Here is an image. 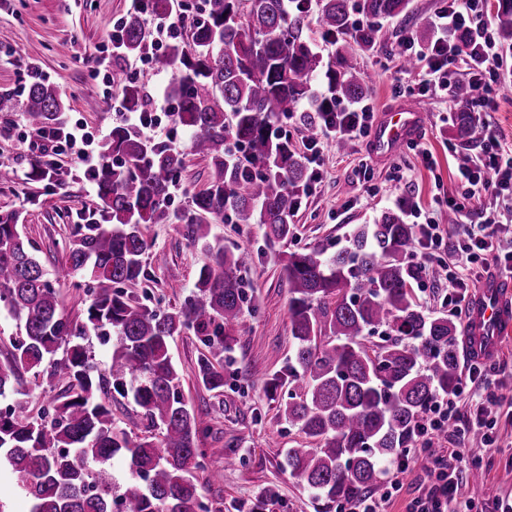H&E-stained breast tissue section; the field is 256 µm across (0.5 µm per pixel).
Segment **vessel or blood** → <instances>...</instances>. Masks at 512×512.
<instances>
[{
  "instance_id": "vessel-or-blood-1",
  "label": "vessel or blood",
  "mask_w": 512,
  "mask_h": 512,
  "mask_svg": "<svg viewBox=\"0 0 512 512\" xmlns=\"http://www.w3.org/2000/svg\"><path fill=\"white\" fill-rule=\"evenodd\" d=\"M422 109L411 105L397 118L381 121L374 131L376 150L392 152L416 137ZM512 329V281L500 276L485 278L471 304L465 349L470 357L484 359L498 354L504 335Z\"/></svg>"
}]
</instances>
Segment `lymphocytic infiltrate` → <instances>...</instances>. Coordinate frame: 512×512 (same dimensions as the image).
Wrapping results in <instances>:
<instances>
[{
    "label": "lymphocytic infiltrate",
    "mask_w": 512,
    "mask_h": 512,
    "mask_svg": "<svg viewBox=\"0 0 512 512\" xmlns=\"http://www.w3.org/2000/svg\"><path fill=\"white\" fill-rule=\"evenodd\" d=\"M487 17V0H447L436 15L435 25L439 36L430 47H422L408 35L398 42L402 55L414 60L409 74L415 81H431L444 96L454 93L456 83L451 78L459 60L452 42L461 30L470 33L474 45L465 62L467 80L475 84L480 94L466 103L468 112H485L496 106L493 83H496L503 65V50L491 34ZM374 121L370 104L355 103L333 112L324 113L318 131L309 138L305 157L308 161L311 183L321 180L324 146L330 141L350 142L368 134ZM43 157L74 155L83 163H91L93 156L85 149L90 137L79 124L59 125L50 130H38ZM481 144V158L463 164L458 177L464 188V201L446 199L445 205L455 216L457 242L454 250L460 258L462 269L446 268L448 295L451 308H459L470 294V283L463 275L466 267H478L484 274L512 276V232L504 227L503 214L512 215V149L506 148L492 132H485ZM477 198L485 205L477 212H470L466 200ZM484 366L470 364L468 374L457 389L439 398L417 429L421 447H429L428 485L419 487L406 512H476L478 497L458 494L459 474L466 464L472 436H480L483 447H492L490 431L496 424V405L484 399H473L467 418L456 416V405L462 396H471L475 385L484 375ZM446 435L448 447L432 449L431 437ZM421 448L405 449L384 473L383 491L368 494L353 504L342 503L338 512H389V508L402 489L399 476L410 460L418 458Z\"/></svg>",
    "instance_id": "lymphocytic-infiltrate-1"
}]
</instances>
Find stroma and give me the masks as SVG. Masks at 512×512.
<instances>
[{"label": "stroma", "instance_id": "obj_1", "mask_svg": "<svg viewBox=\"0 0 512 512\" xmlns=\"http://www.w3.org/2000/svg\"><path fill=\"white\" fill-rule=\"evenodd\" d=\"M441 5L442 0H411L408 14L380 21L373 48L355 52L358 75L370 85L367 99L375 113L403 103L424 106L417 140L432 153L434 167H427L410 146L382 153L366 137L340 152L325 149L322 181L292 216V238L272 246L256 224L228 220L210 227V243L252 255L251 265L240 273L247 292L246 312L225 365L223 392L207 390L197 380L196 360L203 345L193 333L170 343L183 396L193 405L203 430L199 442L203 461L208 469L222 472L202 491L212 512H237L242 504L258 505L259 512H316L308 491L283 467L286 450L306 446L307 441L281 416L278 401L266 386L269 375L283 369L292 352L288 284L281 273L280 254L316 245L343 246L354 225L372 223L383 210L409 198L433 212L444 226L448 213L436 204L437 191L456 199L462 194L457 170L462 158L475 156L478 143L457 134L458 105L438 93L419 98L416 91L398 84L403 69L395 51L398 38L433 19ZM130 9V0H0V93H12L25 65L37 63L44 81L56 86L63 100L60 122L83 124L95 140H104L113 124L123 120L114 110L122 92L113 88L111 99H104L88 71L113 20L126 17ZM3 128L11 129L12 136L0 138V167L12 170L14 179L0 185V211L19 213L23 236L32 242L43 267L54 271L74 226L73 213L98 209L96 187L73 156L56 162L65 174L64 185L28 180L38 155L25 142L33 130L20 111L0 114ZM152 138L173 140L184 154L170 206L185 208L190 196L204 188L208 162L190 153L188 133L171 121H163ZM145 234L151 244L143 257L147 276L126 290L140 302L164 310L181 306L194 289L207 252L189 244L173 224L147 225ZM495 362L505 370L497 389L502 399L495 427L499 448L471 449L467 465L481 469L491 497H512V332ZM50 370L46 361L39 372L21 371L18 392L1 399L0 409L18 403L25 415L34 417L55 404L65 385L51 379ZM230 447L238 448L240 460L228 466L224 452Z\"/></svg>", "mask_w": 512, "mask_h": 512}]
</instances>
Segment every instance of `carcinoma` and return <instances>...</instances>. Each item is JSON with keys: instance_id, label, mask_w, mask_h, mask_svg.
Here are the masks:
<instances>
[{"instance_id": "1", "label": "carcinoma", "mask_w": 512, "mask_h": 512, "mask_svg": "<svg viewBox=\"0 0 512 512\" xmlns=\"http://www.w3.org/2000/svg\"><path fill=\"white\" fill-rule=\"evenodd\" d=\"M202 3L190 39L169 44L155 65L172 73L174 125L189 129L190 150L210 160L206 187L191 197L188 211L170 210L171 177L183 154L143 139L130 124L112 126L92 171L104 223L75 225L57 271L96 282L84 320L63 313L47 271L19 232V215L0 213V308L22 332L13 360L0 366V398L14 391L19 369L37 368L59 351L51 376L67 382L62 400L36 417L0 409V463L31 496L32 512H112L116 486L108 461L119 453L129 457L131 472L118 497L121 512H211L200 493L203 429L182 394L169 343L186 331L200 337L197 377L210 391L224 390V354L233 349L243 315L238 272L252 256L211 244L209 225L227 217L259 224L270 245L293 235L289 218L307 169L279 123L308 101L312 114L304 121L312 130L314 113L336 99L365 97L369 86L357 77L353 52L373 46L378 20L408 14L410 0H358L357 23L349 0H320L322 35L343 36L327 67L303 36L304 6ZM170 8L171 0H138L124 19L112 80L122 85L128 112L144 111L146 94L119 61L145 53L142 15ZM496 17L499 39L512 43V0H498ZM317 78L328 91L320 99L312 94ZM22 104L32 128L58 124L62 101L54 87L29 86ZM458 121L463 135L480 137L469 113L459 112ZM28 179L64 182L62 172L39 162ZM160 223L180 225L189 243L210 253L194 294L173 311L140 303L124 289L144 275L151 243L142 226ZM411 240L412 226L395 207L356 225L348 244L332 253L321 245L280 258L293 352L288 369L273 373L268 385L273 392L288 387L281 414L314 444L288 449L285 466L326 506L381 493L386 463L416 442L425 411L459 382L463 318L427 312L416 302ZM89 329L107 341L116 337L103 373L94 370L84 344ZM377 334L382 342L367 347ZM114 392L131 397L158 435L134 439L116 429L102 400Z\"/></svg>"}]
</instances>
